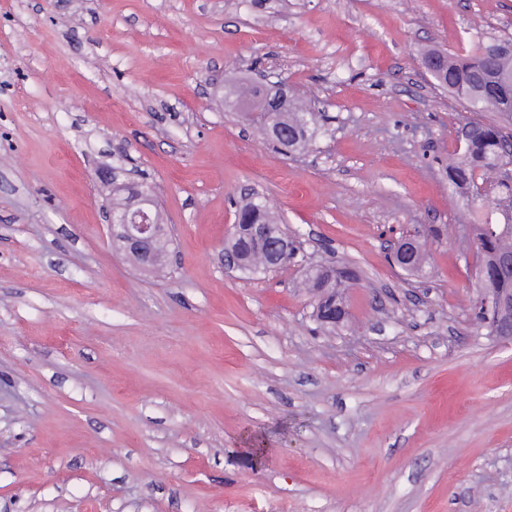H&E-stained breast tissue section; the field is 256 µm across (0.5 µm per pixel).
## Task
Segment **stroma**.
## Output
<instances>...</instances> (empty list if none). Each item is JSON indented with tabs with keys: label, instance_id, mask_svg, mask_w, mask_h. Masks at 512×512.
Wrapping results in <instances>:
<instances>
[{
	"label": "stroma",
	"instance_id": "1",
	"mask_svg": "<svg viewBox=\"0 0 512 512\" xmlns=\"http://www.w3.org/2000/svg\"><path fill=\"white\" fill-rule=\"evenodd\" d=\"M512 42V0H0V512H512V338L476 325L474 115L423 50ZM267 70L326 115L283 154L232 85ZM126 155L170 278L112 247ZM301 243L225 271L241 201ZM433 235L431 272L383 236ZM353 267L318 329L306 268ZM271 263L276 270H282L292 263L297 255V239L295 235L286 234L272 246Z\"/></svg>",
	"mask_w": 512,
	"mask_h": 512
}]
</instances>
